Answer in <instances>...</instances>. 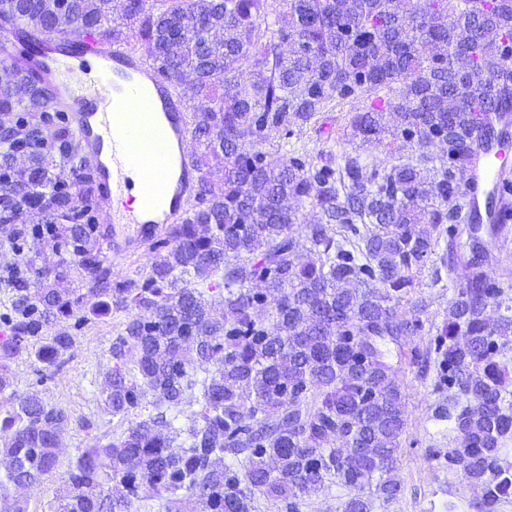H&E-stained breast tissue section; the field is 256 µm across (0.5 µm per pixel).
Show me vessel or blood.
Wrapping results in <instances>:
<instances>
[{"label":"vessel or blood","mask_w":512,"mask_h":512,"mask_svg":"<svg viewBox=\"0 0 512 512\" xmlns=\"http://www.w3.org/2000/svg\"><path fill=\"white\" fill-rule=\"evenodd\" d=\"M64 57L95 62L98 77L73 88L59 68ZM0 60L28 64L53 90L75 136L77 159L90 168L100 198L109 201L138 190L137 211L107 239L113 255L150 245L163 225L185 215L202 173L185 148V98L155 66L123 44L104 46L95 30L66 44L47 38L35 47L15 31H1ZM503 176L495 160L477 167L467 177L465 204L485 198Z\"/></svg>","instance_id":"obj_1"}]
</instances>
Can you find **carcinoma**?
I'll return each instance as SVG.
<instances>
[{
    "label": "carcinoma",
    "mask_w": 512,
    "mask_h": 512,
    "mask_svg": "<svg viewBox=\"0 0 512 512\" xmlns=\"http://www.w3.org/2000/svg\"><path fill=\"white\" fill-rule=\"evenodd\" d=\"M75 0L77 25L56 0H0V24L33 40L71 41L89 30L125 42L190 101L189 135L201 187L182 220L150 246L149 272L114 281L92 237L75 223L58 156L73 154L71 129L24 165L0 192V224L35 214L56 225L70 265L89 281L69 288L67 266L14 279L0 333V497L34 490L59 462L65 412L12 389L9 363L58 367L78 329L122 313L112 342L104 404L112 438L85 449L65 472L54 512H303L331 485L350 490L339 512H371V498L403 494L400 438L407 424L402 364L455 397L439 417L456 433L443 456L451 475L483 489L470 512L512 502V390L501 359L512 335V274L485 268L488 247L512 240L509 224H479L459 203L466 175L494 145L500 113L512 112V0ZM288 45V53L278 47ZM190 69L187 89L173 80ZM0 113L55 112L37 74L12 64ZM346 114L363 145L389 134L439 165H367L361 155L288 148L323 112ZM277 138L271 158L263 145ZM492 192L512 209V179ZM305 225L297 234L295 225ZM469 248L468 274L455 278ZM452 287L449 316L429 321L415 273ZM54 275L59 283L45 284ZM223 305L215 309V303ZM406 307L404 317L397 311ZM427 336L420 347L414 339ZM151 405L146 419L137 411ZM358 435L341 458L333 442Z\"/></svg>",
    "instance_id": "carcinoma-1"
}]
</instances>
